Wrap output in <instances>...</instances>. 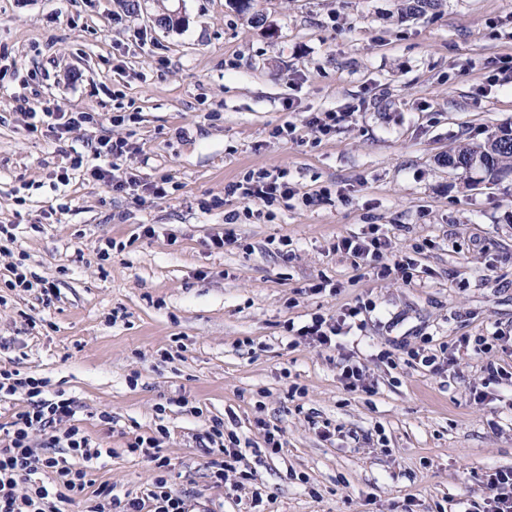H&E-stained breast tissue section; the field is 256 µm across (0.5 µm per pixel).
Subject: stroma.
I'll return each mask as SVG.
<instances>
[{
  "instance_id": "1",
  "label": "stroma",
  "mask_w": 512,
  "mask_h": 512,
  "mask_svg": "<svg viewBox=\"0 0 512 512\" xmlns=\"http://www.w3.org/2000/svg\"><path fill=\"white\" fill-rule=\"evenodd\" d=\"M404 5L0 0V225L16 227L0 244V369L74 399L85 434L110 451L97 483L146 495L155 473L126 451L138 436L158 437L192 512H481L486 472L512 468V382L485 370L512 373V173L446 163L512 128V86L484 67L512 55V0ZM22 97L100 120L60 141L32 135ZM327 111L347 118L323 138L308 119ZM116 112L138 115L124 169L170 177L173 195L116 194L79 175L57 186L67 155L112 134ZM287 121L295 140L271 137ZM259 169L287 171L297 197L271 218L225 223L243 208L225 185ZM324 187L331 198H317ZM374 224L413 255L412 283L340 250ZM110 239L124 248L100 260ZM22 256L56 285L51 303L8 287ZM323 282L335 292L312 293ZM359 302L374 309L340 349L286 329ZM499 329L508 338L491 356L460 344ZM443 345L440 372L405 360ZM344 354L367 390L346 388ZM214 416L244 443L241 489L210 481L199 436ZM262 420L282 428L279 454H261ZM322 420L335 437L314 429Z\"/></svg>"
}]
</instances>
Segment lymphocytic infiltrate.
Masks as SVG:
<instances>
[{
	"label": "lymphocytic infiltrate",
	"mask_w": 512,
	"mask_h": 512,
	"mask_svg": "<svg viewBox=\"0 0 512 512\" xmlns=\"http://www.w3.org/2000/svg\"><path fill=\"white\" fill-rule=\"evenodd\" d=\"M19 109L27 118L29 133L38 132L48 122L60 138L96 120L91 112H57L50 116L26 98L21 99ZM135 149L124 136L101 138L91 154H71L56 179L65 186L81 172L114 193L137 191L139 181L121 167ZM224 192L244 201L243 215L248 219L268 216L271 207L294 195L287 172L272 174L264 170L249 172L242 180L225 185ZM341 248L353 257L355 265L370 266L380 277L397 273L407 283L414 277L413 259L391 254L390 241L377 232L344 238ZM371 308V303L359 302L335 317L316 312L302 325L288 324L287 330L329 349L336 346L339 336L362 328L361 316ZM17 398L22 399V406L12 413L9 422L0 425V512H65L67 505L78 501L83 503L84 512H187L185 500L161 475L168 460L161 456L156 438L140 436L128 443V453L140 457L158 476L146 496L123 499L114 494L112 486L94 485L93 471L103 451L77 424L73 398L61 391L50 392L45 380L1 369L0 401ZM36 434L43 438L38 447L32 444ZM203 438L220 453L219 459L210 463L214 484H223L225 473L232 471L238 472L241 480H249V472L236 468L241 460L240 439L236 434H225L223 419H210Z\"/></svg>",
	"instance_id": "f902f5d3"
}]
</instances>
